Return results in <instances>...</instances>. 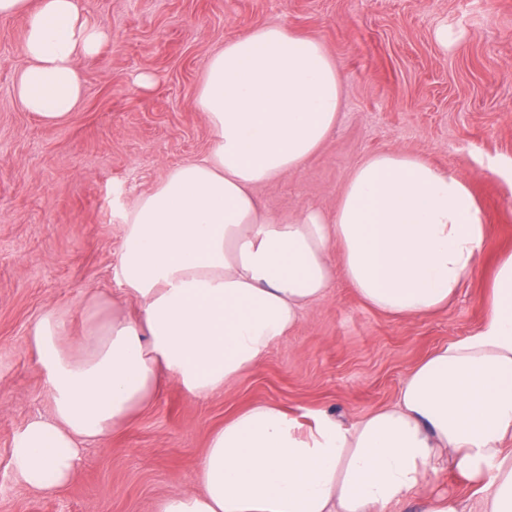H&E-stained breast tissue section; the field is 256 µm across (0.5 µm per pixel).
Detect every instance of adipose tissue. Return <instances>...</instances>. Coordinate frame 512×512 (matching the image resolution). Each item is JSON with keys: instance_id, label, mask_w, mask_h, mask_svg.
I'll use <instances>...</instances> for the list:
<instances>
[{"instance_id": "ef3b65f1", "label": "adipose tissue", "mask_w": 512, "mask_h": 512, "mask_svg": "<svg viewBox=\"0 0 512 512\" xmlns=\"http://www.w3.org/2000/svg\"><path fill=\"white\" fill-rule=\"evenodd\" d=\"M19 13L28 23L17 97L44 122H64L83 96L78 63L99 53L108 29L77 0H0V16ZM345 90L317 38L277 26L256 25L207 58L195 107L211 150L124 215L119 275L138 316H113L72 352L58 313L33 327L54 408L13 439L24 483L64 486L85 448L149 406L164 380L195 399L220 392L336 279L394 315L421 317L456 296L486 227L465 182L421 157L363 159L332 214L278 218L257 195L327 141ZM488 309L478 332L406 374L394 405L356 423L315 410L305 428L274 403L237 412L196 462L200 492L165 496L155 512H389L444 457L479 484L482 512H512V254L496 268Z\"/></svg>"}]
</instances>
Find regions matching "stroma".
Here are the masks:
<instances>
[{"label":"stroma","mask_w":512,"mask_h":512,"mask_svg":"<svg viewBox=\"0 0 512 512\" xmlns=\"http://www.w3.org/2000/svg\"><path fill=\"white\" fill-rule=\"evenodd\" d=\"M108 41L81 60L83 101L49 125L24 111L15 85L27 19L0 17V512H154L195 493L209 435L258 402L295 417L329 410L346 423L393 405L419 361L476 333L500 254L512 252V0H80ZM318 38L346 80L343 115L298 171L259 190L268 212L335 213L362 159L419 155L477 197L486 241L448 307L422 317L372 309L345 280L314 305L263 363L196 400L166 383L153 403L85 449L68 484L29 488L10 465L14 435L49 417L51 391L28 338L54 310L74 337L113 311L135 314L118 277L123 215L214 137L194 106L204 63L254 25ZM453 40L442 43L439 30ZM148 74L150 86L134 78ZM430 492L481 512L482 495L439 460Z\"/></svg>","instance_id":"35a3bbf8"}]
</instances>
